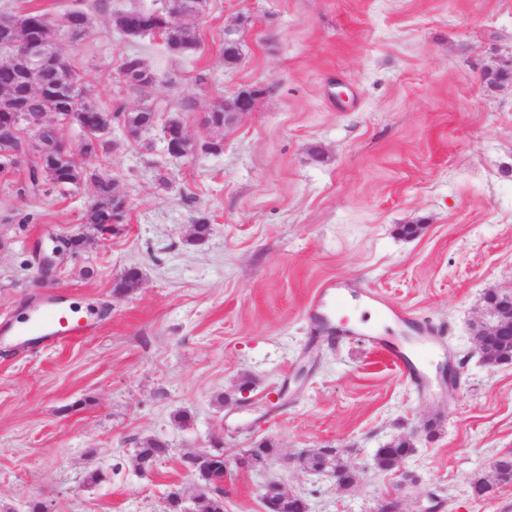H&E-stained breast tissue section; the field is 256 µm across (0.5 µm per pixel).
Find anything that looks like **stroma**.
I'll return each mask as SVG.
<instances>
[{
  "instance_id": "1",
  "label": "stroma",
  "mask_w": 512,
  "mask_h": 512,
  "mask_svg": "<svg viewBox=\"0 0 512 512\" xmlns=\"http://www.w3.org/2000/svg\"><path fill=\"white\" fill-rule=\"evenodd\" d=\"M160 4L106 0L89 10L92 34L60 51L95 74L100 110L179 112L193 141L224 150L174 158L158 131L114 133L107 169L130 209L106 239L87 222L92 183L34 198L0 175V327L48 295L90 314L73 341L0 342V512H169L170 492L193 493L186 456L231 458L263 439L280 456L230 468L224 512H264L270 481L309 512H377L389 497L404 512L433 499L438 512H504L512 485L481 501L470 482L512 453V363L485 366L472 326L490 319L488 291L512 289V80L484 79L512 63V0H206L188 55L112 26L113 12ZM128 55L163 83L124 84ZM254 85L253 112L203 125L214 102ZM201 219L212 232L196 242ZM406 224L421 233L404 236ZM77 233L86 252L42 278L36 245ZM130 267L140 286L118 294ZM334 281L409 311V327L381 309L345 319L381 336L421 329L414 347L435 348L425 384L343 319L321 324L314 298ZM399 437L414 452L378 470L377 448ZM149 438L169 451L144 472ZM312 448L340 449L355 484L302 470L297 455Z\"/></svg>"
}]
</instances>
